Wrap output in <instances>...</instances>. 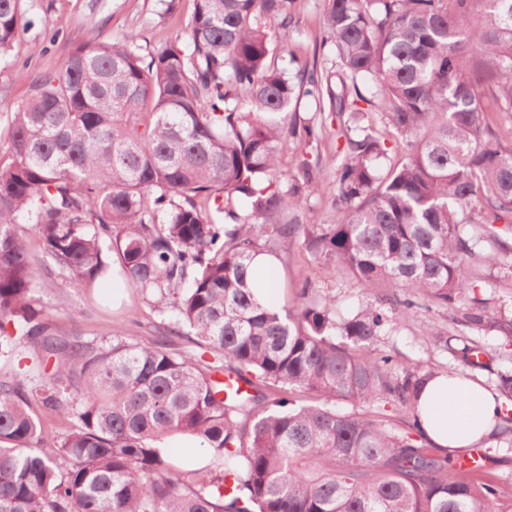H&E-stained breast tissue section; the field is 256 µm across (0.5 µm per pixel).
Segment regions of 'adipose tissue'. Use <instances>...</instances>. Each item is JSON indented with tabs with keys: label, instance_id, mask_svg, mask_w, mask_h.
Listing matches in <instances>:
<instances>
[{
	"label": "adipose tissue",
	"instance_id": "adipose-tissue-1",
	"mask_svg": "<svg viewBox=\"0 0 512 512\" xmlns=\"http://www.w3.org/2000/svg\"><path fill=\"white\" fill-rule=\"evenodd\" d=\"M426 438L448 451L475 446L498 424L501 402L482 381L448 372L426 382L420 395Z\"/></svg>",
	"mask_w": 512,
	"mask_h": 512
}]
</instances>
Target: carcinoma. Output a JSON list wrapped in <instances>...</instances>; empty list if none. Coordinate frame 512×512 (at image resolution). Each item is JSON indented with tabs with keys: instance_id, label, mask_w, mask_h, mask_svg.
<instances>
[{
	"instance_id": "1",
	"label": "carcinoma",
	"mask_w": 512,
	"mask_h": 512,
	"mask_svg": "<svg viewBox=\"0 0 512 512\" xmlns=\"http://www.w3.org/2000/svg\"><path fill=\"white\" fill-rule=\"evenodd\" d=\"M292 2L195 0L145 57L134 32L96 35L18 73L29 97L0 131V512H512L500 448L465 470L441 454L418 412L438 372L384 341L415 308L448 312L458 334L425 335L493 375L512 447V367L480 360L488 332L512 359V308L479 293L487 265L512 281V131L489 119L512 112V0H326L336 88L273 37ZM21 19L0 0V62ZM300 94L317 116L292 111ZM328 120L345 137L330 181L306 159ZM324 194L333 223H304ZM297 241L373 300L341 316L305 282L264 305L251 264ZM52 270L88 291L118 272L153 339L58 334L35 298ZM34 402L73 422L53 447ZM171 437L199 459L164 453Z\"/></svg>"
}]
</instances>
